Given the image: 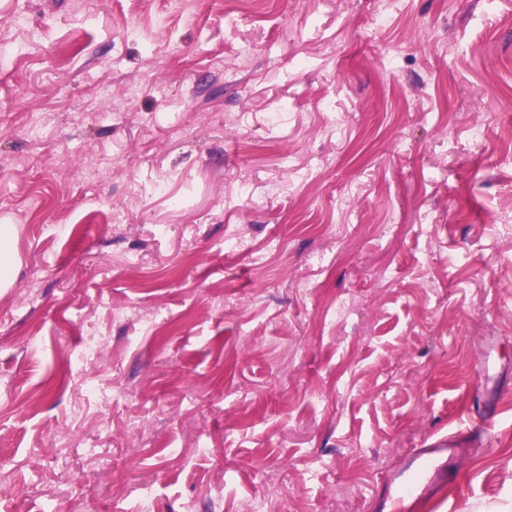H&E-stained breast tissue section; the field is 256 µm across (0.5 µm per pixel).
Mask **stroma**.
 <instances>
[{
	"label": "stroma",
	"instance_id": "stroma-1",
	"mask_svg": "<svg viewBox=\"0 0 512 512\" xmlns=\"http://www.w3.org/2000/svg\"><path fill=\"white\" fill-rule=\"evenodd\" d=\"M379 8L0 0V512H512V0ZM15 225L0 224V288H10L12 271L19 264V257L14 246ZM455 435H448L429 448H416L404 470L387 474L383 486L389 512H404L407 501L431 499L434 506L442 497L452 479V466L463 452Z\"/></svg>",
	"mask_w": 512,
	"mask_h": 512
}]
</instances>
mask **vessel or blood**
<instances>
[{
    "mask_svg": "<svg viewBox=\"0 0 512 512\" xmlns=\"http://www.w3.org/2000/svg\"><path fill=\"white\" fill-rule=\"evenodd\" d=\"M462 450L456 436L414 450L404 470L386 475L383 486L389 512H405L409 499L439 501L452 479V466Z\"/></svg>",
    "mask_w": 512,
    "mask_h": 512,
    "instance_id": "obj_1",
    "label": "vessel or blood"
}]
</instances>
